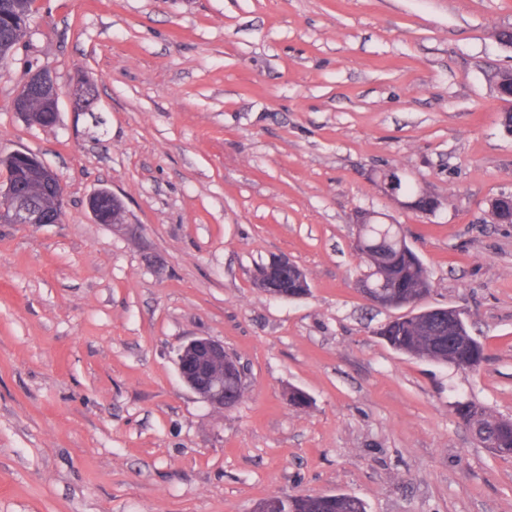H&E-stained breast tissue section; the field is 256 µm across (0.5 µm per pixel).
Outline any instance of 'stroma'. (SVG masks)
Masks as SVG:
<instances>
[{
	"label": "stroma",
	"mask_w": 512,
	"mask_h": 512,
	"mask_svg": "<svg viewBox=\"0 0 512 512\" xmlns=\"http://www.w3.org/2000/svg\"><path fill=\"white\" fill-rule=\"evenodd\" d=\"M512 0H35L0 63V156L64 188L58 224H0V512H250L346 494L367 512H512V457L459 402L512 419V135L488 67L512 68ZM49 70L56 124L12 100ZM96 91L74 110L77 74ZM401 170L436 216L379 188ZM120 196L124 221L87 201ZM401 224L484 346L477 370L398 353L358 290L360 211ZM285 255L308 296L268 297ZM223 341L246 373L215 412L174 350ZM304 391L309 407L288 403ZM381 189L384 194L391 198L392 200L398 202L400 205L408 207L421 212L426 216H436V214L441 210L443 204L438 198L425 192L422 196L416 198L415 200L404 202L398 198L396 189H390L387 185L381 184ZM421 198H424L423 201H420ZM101 190L98 191L96 194H94L92 197H90L88 201V208L92 215V217L100 223V216L96 213L95 208L92 207L93 198L97 197L95 199V206L100 211L102 216L104 217V223L100 224H112V205L113 202L119 206V211H116V213H120L122 216V213L124 211V205L122 200L115 195L113 192L106 190L108 194L112 195V197H108L105 195L104 197H98L101 194ZM104 192V193H105ZM295 264L288 259L287 256H280L271 259L267 264L260 267L256 277L255 284L256 288H258L263 294L274 297V298H285V299H297L303 298L309 294V280L307 275H301L299 278L298 289L295 290H284L285 288H280L272 284L271 277L272 274L279 268H288L289 266H294Z\"/></svg>",
	"instance_id": "obj_1"
}]
</instances>
